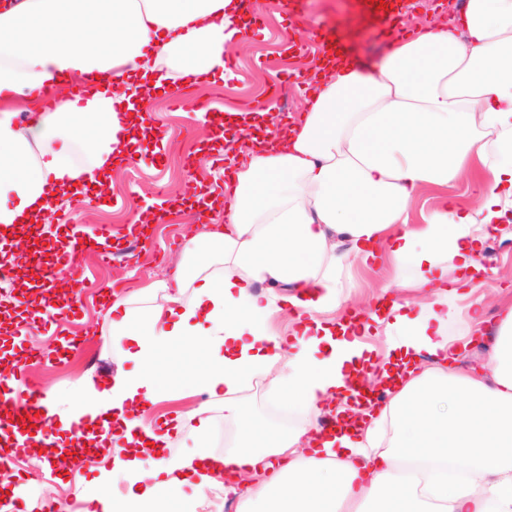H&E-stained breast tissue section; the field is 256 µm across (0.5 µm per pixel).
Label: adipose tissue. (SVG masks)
I'll return each mask as SVG.
<instances>
[{"label": "adipose tissue", "mask_w": 512, "mask_h": 512, "mask_svg": "<svg viewBox=\"0 0 512 512\" xmlns=\"http://www.w3.org/2000/svg\"><path fill=\"white\" fill-rule=\"evenodd\" d=\"M239 0H0V231L44 224L69 195L95 196L104 170L132 152L130 89L151 99L152 72L207 74L243 46ZM91 75L101 92L61 96L18 123L10 104ZM299 122L269 114L252 129L223 224L185 233V253L214 258L177 269L170 308L140 321L130 300L110 307L112 335L135 366L97 388L87 379L56 436L86 448L127 485L106 512H197L205 491L238 499L237 512H512V307L495 327L477 282L484 249L512 221V0H465L457 24L393 40L370 72L337 62ZM478 175L475 207L440 200L421 223L409 207L427 188ZM391 263L381 402L354 428H320L344 416L368 348L340 317L350 271L378 255ZM224 266L215 276L212 262ZM192 295H184L186 282ZM288 313L285 337L273 319ZM465 326L448 333L451 320ZM487 339L485 366L461 367ZM204 349L194 385L223 396L238 443L163 455L170 431L144 420L164 393L157 366L173 348ZM267 376L298 413L292 430L242 425L237 399Z\"/></svg>", "instance_id": "obj_1"}]
</instances>
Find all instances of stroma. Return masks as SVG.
Segmentation results:
<instances>
[{
  "label": "stroma",
  "instance_id": "stroma-1",
  "mask_svg": "<svg viewBox=\"0 0 512 512\" xmlns=\"http://www.w3.org/2000/svg\"><path fill=\"white\" fill-rule=\"evenodd\" d=\"M357 2L304 0L302 12L308 27L325 28L357 64L372 67L385 56L391 37L371 28L360 16ZM247 15L240 31L248 47L238 56L239 70L198 83L192 87V95L213 101L221 113L240 110L251 96L262 97L267 105L283 114L303 112L307 81L316 65L317 53L290 48L289 38L296 23L280 0H250ZM149 111L161 134L155 143L156 154L130 160L113 169L110 176L113 198L108 205L95 209L93 221L84 220L68 203L51 220L52 225L77 229L88 237L97 236L99 225L111 226L120 235L115 246L116 260L101 265L92 253L81 254L88 280L73 313L63 322L62 333L52 334L43 324L32 320L21 326L18 334L0 333V358L11 357L18 347L29 345L45 354L43 363L33 365L29 382L56 403L72 399L86 377H93L98 385H108L124 364L123 348L112 343V317L99 299L104 285L123 284L125 293L135 296L132 316L137 319L150 307L165 304L162 283L171 282L177 266L193 262L180 248L187 225L195 221L193 212L180 208L170 213L165 223L154 225L151 239L136 247L132 235L124 231L134 210L156 201L160 190L167 200L177 201L199 180L209 182L216 192L224 190L223 155L191 152L208 134L200 117L183 110H170L160 97L150 103ZM486 248L493 269L481 279L479 292L485 299L486 316L491 319L502 306L512 303V235L494 236L487 241ZM74 337L86 339L84 349L71 352L66 359L55 360V352ZM207 364L208 355L202 350L163 357L159 369L167 381L170 396L152 408L147 420L153 423L163 417H177L184 429L191 431L198 426L196 408L209 405L211 422L202 444L205 450L217 454L221 451L219 431L234 430L235 425L224 420L223 400L198 392L192 383L195 374ZM243 398L245 411L257 426L275 431L284 429V422L269 411L272 395L266 379L248 385ZM93 466L91 460L75 459L68 469L51 476L47 473L48 461L25 456L14 472L16 484L10 512H42L47 500L70 499L77 486L97 477Z\"/></svg>",
  "mask_w": 512,
  "mask_h": 512
}]
</instances>
